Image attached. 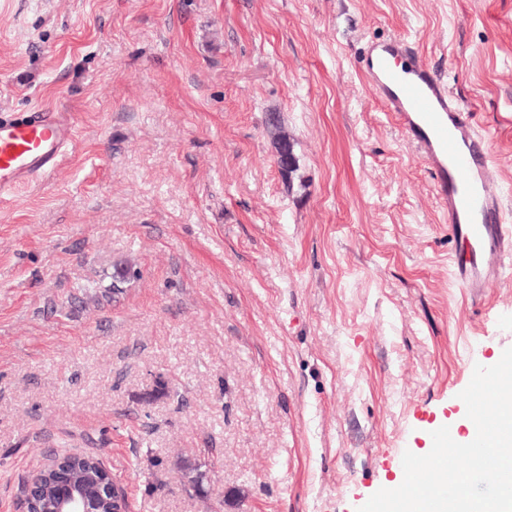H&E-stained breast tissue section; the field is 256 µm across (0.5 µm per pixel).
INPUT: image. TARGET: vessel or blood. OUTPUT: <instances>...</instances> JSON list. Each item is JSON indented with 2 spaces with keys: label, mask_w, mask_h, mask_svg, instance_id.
<instances>
[{
  "label": "vessel or blood",
  "mask_w": 512,
  "mask_h": 512,
  "mask_svg": "<svg viewBox=\"0 0 512 512\" xmlns=\"http://www.w3.org/2000/svg\"><path fill=\"white\" fill-rule=\"evenodd\" d=\"M409 43L391 38L368 46L360 61L385 111L434 177L448 231L458 250L455 280L472 298L512 269V223L488 182L486 138L468 121L447 82L410 62ZM75 139L69 113L54 109L0 118V200L44 177Z\"/></svg>",
  "instance_id": "b4317fda"
}]
</instances>
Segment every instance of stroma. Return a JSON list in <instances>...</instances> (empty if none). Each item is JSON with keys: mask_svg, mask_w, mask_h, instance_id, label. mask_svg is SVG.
I'll use <instances>...</instances> for the list:
<instances>
[{"mask_svg": "<svg viewBox=\"0 0 512 512\" xmlns=\"http://www.w3.org/2000/svg\"><path fill=\"white\" fill-rule=\"evenodd\" d=\"M395 35L512 220V0H0V114L76 129L0 201V512L55 450L129 512H357L460 420L512 347V275L477 301L453 278L433 176L358 70Z\"/></svg>", "mask_w": 512, "mask_h": 512, "instance_id": "stroma-1", "label": "stroma"}]
</instances>
